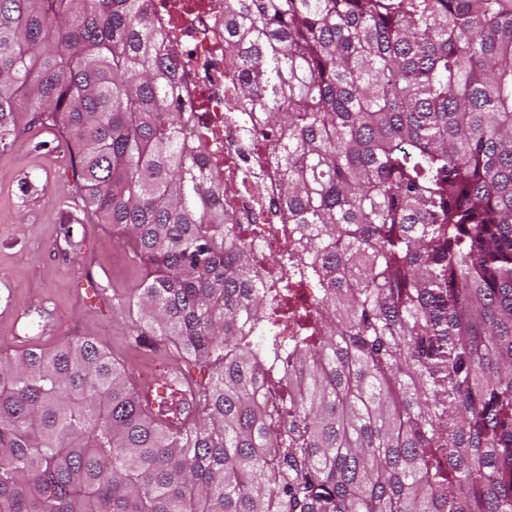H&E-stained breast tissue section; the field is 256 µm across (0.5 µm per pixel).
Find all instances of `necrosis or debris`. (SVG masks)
<instances>
[{"instance_id":"obj_1","label":"necrosis or debris","mask_w":512,"mask_h":512,"mask_svg":"<svg viewBox=\"0 0 512 512\" xmlns=\"http://www.w3.org/2000/svg\"><path fill=\"white\" fill-rule=\"evenodd\" d=\"M174 20L181 43L163 45L162 50L182 63L174 96L191 115L188 134H195L201 124L217 131L244 184L232 198L234 214L239 223L262 226L260 251L269 257L295 251L298 234L283 215L275 166L268 151L254 150L251 143L264 129L263 116L252 108H230L224 93L223 22L196 0H185Z\"/></svg>"}]
</instances>
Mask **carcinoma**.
<instances>
[{"mask_svg": "<svg viewBox=\"0 0 512 512\" xmlns=\"http://www.w3.org/2000/svg\"><path fill=\"white\" fill-rule=\"evenodd\" d=\"M302 256L234 224L146 0H0V143L59 123L193 391L0 355V512H512V0H222ZM315 289L304 308L294 297Z\"/></svg>", "mask_w": 512, "mask_h": 512, "instance_id": "1", "label": "carcinoma"}]
</instances>
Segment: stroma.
I'll return each mask as SVG.
<instances>
[{
    "mask_svg": "<svg viewBox=\"0 0 512 512\" xmlns=\"http://www.w3.org/2000/svg\"><path fill=\"white\" fill-rule=\"evenodd\" d=\"M75 180L62 130L35 122L0 148V278L17 306L47 301L57 339L98 340L129 374L179 367L210 386V361L174 357L166 337L141 326L144 269L111 225L76 208Z\"/></svg>",
    "mask_w": 512,
    "mask_h": 512,
    "instance_id": "1",
    "label": "stroma"
}]
</instances>
